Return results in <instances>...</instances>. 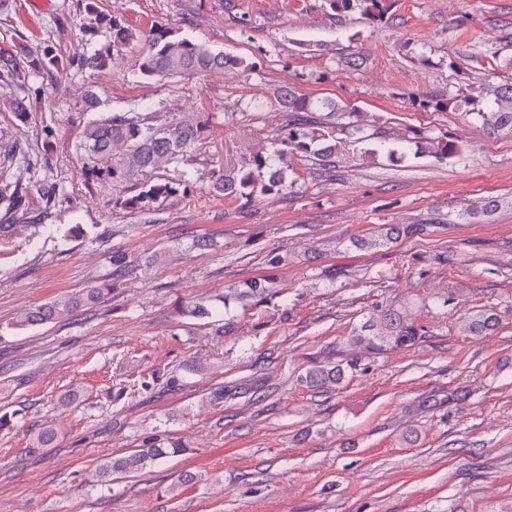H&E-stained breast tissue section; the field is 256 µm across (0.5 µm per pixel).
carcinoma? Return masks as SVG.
Instances as JSON below:
<instances>
[{"instance_id": "cac0c4a2", "label": "carcinoma", "mask_w": 512, "mask_h": 512, "mask_svg": "<svg viewBox=\"0 0 512 512\" xmlns=\"http://www.w3.org/2000/svg\"><path fill=\"white\" fill-rule=\"evenodd\" d=\"M333 11H349L365 4L363 13L371 23L383 22L391 0H325ZM85 10L94 16L92 32L106 31L108 39L90 54L74 55L63 61L54 48L46 46L37 55L0 49V71L20 76L29 70L50 74L65 66L79 72L101 71L128 49L136 50L135 67L145 79L168 76L205 74L226 68H239L244 61L238 57L216 51L208 44L179 36L166 25L149 29L135 28L115 17L94 9V0H85ZM486 94L490 97L487 111L478 112L483 129L495 135L507 129L512 132V82L489 84ZM277 106L283 113L284 123L279 128L277 142L282 145L266 155H258L248 170L236 173H216L213 189L226 198L251 200L256 194L273 195L282 191L285 184L284 169L296 157L315 156L325 167H336V154L340 145L338 134L350 129L353 133L364 131L361 114L347 109L333 99H314L298 93L291 86H281L275 94ZM207 127L202 122L171 120L155 125L144 118L129 113H105L88 122L81 132L80 149L89 157L92 167L88 173L111 184L139 180L140 191L123 200L130 209L148 208L157 201H164L180 193L186 195L187 181H145L143 177L163 164L185 163L204 140ZM374 140L369 154L386 156L391 161L402 159L405 152L389 146L386 131L376 128L366 135ZM407 147L416 153L451 158L461 153V148L444 136H425L416 133L404 138ZM126 145V154L112 159L113 144ZM12 163H0V204L10 211H28L31 188L13 179ZM385 233L375 238L356 239V248L379 247L409 238L421 231L417 224H387ZM112 291L110 284L89 288L75 295L55 298L28 311L24 323L40 326L66 316L78 309L97 303ZM500 327V316L491 310H482L461 317V330L472 334H492ZM425 327L408 318L402 309L388 308L367 320L350 342L351 358L340 361L316 362L307 367L300 382L312 390L338 385L347 372L356 369L359 350L405 349L417 345L425 336ZM165 448H145L128 455L114 457L99 465L98 473L104 483L112 482L115 474L135 473L166 457Z\"/></svg>"}]
</instances>
